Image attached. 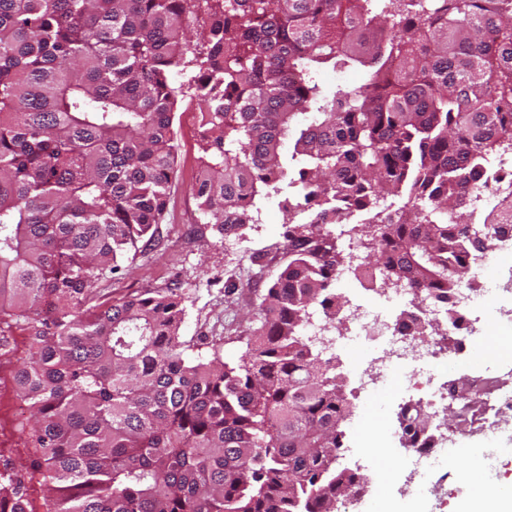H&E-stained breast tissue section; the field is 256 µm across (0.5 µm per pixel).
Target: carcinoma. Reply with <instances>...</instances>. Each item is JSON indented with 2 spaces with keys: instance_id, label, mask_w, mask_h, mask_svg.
<instances>
[{
  "instance_id": "cac0c4a2",
  "label": "carcinoma",
  "mask_w": 512,
  "mask_h": 512,
  "mask_svg": "<svg viewBox=\"0 0 512 512\" xmlns=\"http://www.w3.org/2000/svg\"><path fill=\"white\" fill-rule=\"evenodd\" d=\"M189 91L200 219L240 236L275 198L287 225L236 363L182 340L174 288L93 296L160 240ZM508 145L512 0H0V357L33 336L14 383L48 512H334L352 405L302 329L343 299V239L460 322L473 236L512 193L478 227L449 211ZM28 504L5 461L0 512Z\"/></svg>"
}]
</instances>
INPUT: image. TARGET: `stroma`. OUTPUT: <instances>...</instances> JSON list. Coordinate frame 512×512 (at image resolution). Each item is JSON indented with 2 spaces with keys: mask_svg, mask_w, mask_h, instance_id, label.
Returning <instances> with one entry per match:
<instances>
[{
  "mask_svg": "<svg viewBox=\"0 0 512 512\" xmlns=\"http://www.w3.org/2000/svg\"><path fill=\"white\" fill-rule=\"evenodd\" d=\"M204 136V131L198 130L179 144L178 168L161 222L159 245L138 255L134 276L100 280L95 294L107 299L147 288L178 289L185 306L184 340L204 353L211 339H219L224 360L235 361L246 349L253 306L287 264L288 255L277 247L283 239L282 215L270 205H262L259 222L245 229L235 247L226 245L210 225L200 223L190 188ZM258 250L263 251V258L251 262V254ZM31 342L28 332L16 331L14 358L0 363V457L27 468L29 508L31 512H47L43 474L30 468L31 451L21 441L20 424L30 411L19 407L13 383L15 360L26 355ZM360 417V410H353L343 425L344 448L338 465L366 477L367 498L356 505L355 512H371L369 497L375 495L379 483L410 467L411 453L399 443L376 456L357 451L355 428Z\"/></svg>",
  "mask_w": 512,
  "mask_h": 512,
  "instance_id": "obj_1",
  "label": "stroma"
}]
</instances>
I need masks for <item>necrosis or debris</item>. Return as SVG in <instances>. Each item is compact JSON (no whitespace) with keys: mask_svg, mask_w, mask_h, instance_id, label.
Wrapping results in <instances>:
<instances>
[{"mask_svg":"<svg viewBox=\"0 0 512 512\" xmlns=\"http://www.w3.org/2000/svg\"><path fill=\"white\" fill-rule=\"evenodd\" d=\"M512 190V150L496 155L487 167L483 185L469 192L464 208L470 219L484 220L497 199ZM379 268L364 262L346 266L338 284L358 282L360 303L336 318L317 312L304 334L319 342L324 354L345 357L353 390L362 404L390 391L411 394L421 409L439 411L456 404L448 366L458 355L481 356L482 369L473 374L477 400L472 427L492 434L512 420V373L497 365V354L487 337L460 343L454 325L440 326L447 315L443 304L424 298L413 288H386Z\"/></svg>","mask_w":512,"mask_h":512,"instance_id":"obj_1","label":"necrosis or debris"}]
</instances>
